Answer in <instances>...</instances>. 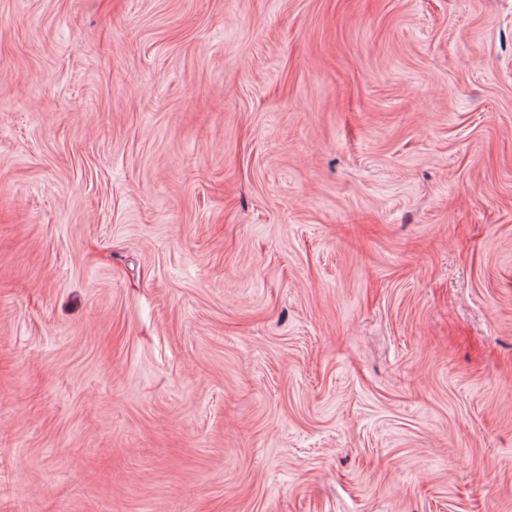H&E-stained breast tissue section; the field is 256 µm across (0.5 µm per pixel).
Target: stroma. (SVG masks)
<instances>
[{"mask_svg": "<svg viewBox=\"0 0 512 512\" xmlns=\"http://www.w3.org/2000/svg\"><path fill=\"white\" fill-rule=\"evenodd\" d=\"M0 512H512V0H0Z\"/></svg>", "mask_w": 512, "mask_h": 512, "instance_id": "35a3bbf8", "label": "stroma"}]
</instances>
